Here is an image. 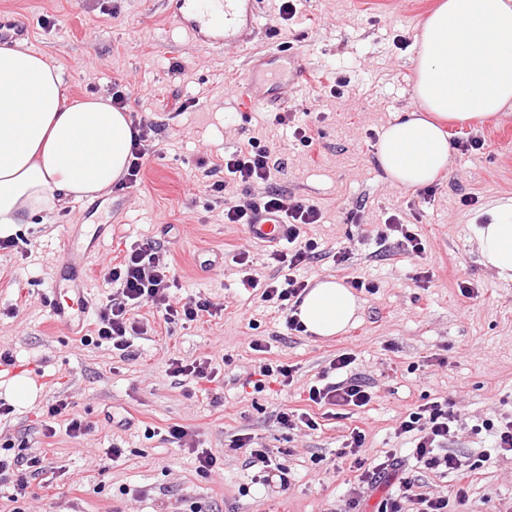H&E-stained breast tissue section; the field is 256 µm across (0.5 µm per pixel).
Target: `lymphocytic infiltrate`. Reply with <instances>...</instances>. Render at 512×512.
<instances>
[{"label":"lymphocytic infiltrate","mask_w":512,"mask_h":512,"mask_svg":"<svg viewBox=\"0 0 512 512\" xmlns=\"http://www.w3.org/2000/svg\"><path fill=\"white\" fill-rule=\"evenodd\" d=\"M135 137L127 169L122 177L125 187L139 186L143 178L144 159L153 148L158 129L153 121L140 119L134 124ZM224 169L233 175L237 184L244 188L266 185L267 191L259 205L287 219L285 245H273L268 250L272 266L278 267V275L267 279L248 275L243 284L260 290L262 301L277 304L285 316L288 331L302 332L303 327L296 315L297 306L308 288L302 274L303 269L319 254L318 243L309 238L308 226L319 223L320 208L313 202L298 200L278 190L269 183L275 165L268 147L250 146L236 150L224 158ZM253 201H236L224 208V221L228 224H247ZM104 280L114 285L97 313L95 328L88 334L91 343L108 344L114 350L127 351L132 336L148 331L147 324L136 321L132 313L144 305L152 306L166 321L185 320L194 322L204 316H216L221 312L220 304L203 298H188L185 302L172 301L170 288L174 282L167 254L160 243L146 240L135 243L126 250L122 259L103 270ZM308 399L318 406L362 408L367 406L372 393L361 378L350 376L340 381L314 384L308 388ZM459 415L448 400H435L409 410L398 423V434L411 433L415 436L412 456L426 469L440 474L466 475L470 466L457 454L450 452L447 445L456 435ZM366 435L358 428L352 429L343 442L342 457L349 459V468L357 474L356 487L350 488L347 496L349 508H356L362 487L377 485L383 480H397L398 493L384 498L378 512H448L449 504L466 506L469 501L466 486H458L454 495H429L415 492L412 479L398 476V461L395 455L372 466H365L361 453ZM235 448L245 450L250 466L256 467L253 480L267 484L278 482L280 489H288L289 472L282 463L274 462L270 451L249 433L237 435L233 440ZM41 458L22 453H0V483L13 486V499H23L29 494L30 479L45 473Z\"/></svg>","instance_id":"lymphocytic-infiltrate-1"}]
</instances>
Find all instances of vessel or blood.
I'll list each match as a JSON object with an SVG mask.
<instances>
[{
    "mask_svg": "<svg viewBox=\"0 0 512 512\" xmlns=\"http://www.w3.org/2000/svg\"><path fill=\"white\" fill-rule=\"evenodd\" d=\"M178 3L176 25L185 29L200 46L209 50L234 46L245 51V75L235 85L242 108H281L285 103L279 91L282 80L287 78L298 84L308 79V61L300 54L256 49L263 0H178ZM284 224L283 217L258 209L251 216L248 232L265 243L276 241L283 234ZM86 277L83 264L62 267L47 298L54 325L70 330L87 318L91 300L85 288Z\"/></svg>",
    "mask_w": 512,
    "mask_h": 512,
    "instance_id": "b4317fda",
    "label": "vessel or blood"
}]
</instances>
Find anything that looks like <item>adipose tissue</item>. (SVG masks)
<instances>
[{"instance_id": "adipose-tissue-1", "label": "adipose tissue", "mask_w": 512, "mask_h": 512, "mask_svg": "<svg viewBox=\"0 0 512 512\" xmlns=\"http://www.w3.org/2000/svg\"><path fill=\"white\" fill-rule=\"evenodd\" d=\"M417 108L381 135L378 161L391 185L431 183L449 164L443 119L466 122L512 108V0H443L418 38ZM133 140L128 113L98 96L72 101L59 70L21 45L0 44V236L37 213L109 189L124 174ZM473 232L481 262L512 280V203ZM359 303L335 277L306 291L297 316L328 338L357 319Z\"/></svg>"}]
</instances>
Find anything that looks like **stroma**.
Wrapping results in <instances>:
<instances>
[{
	"instance_id": "35a3bbf8",
	"label": "stroma",
	"mask_w": 512,
	"mask_h": 512,
	"mask_svg": "<svg viewBox=\"0 0 512 512\" xmlns=\"http://www.w3.org/2000/svg\"><path fill=\"white\" fill-rule=\"evenodd\" d=\"M439 2L294 0V17L282 21L279 0H264L259 46L293 49L315 65L306 85L285 91L289 111L312 128L304 148L279 113L239 109L232 89L243 54L198 47L169 18L170 0H0V10L30 26L27 48L59 68L70 98L107 97L120 84L129 115L159 124L163 149L138 187L33 216L20 227L27 255L0 251V353L13 357L0 361V394L19 376L39 390L0 419V445L45 458L57 474L17 503L0 487V512H341L349 474L339 452L349 431L365 430L369 458L404 456L412 438L397 434L399 417L438 397L459 414L451 450L474 467L467 512H512V459L485 456L486 436L473 431L481 419L512 415V281L481 264L472 231L476 216L512 200V109L446 124L450 139L476 131L485 146L453 151L431 186L394 187L378 163L384 128L416 108L415 36ZM188 97L195 106L179 111ZM253 137L274 145L273 187L323 213L308 228L324 251L309 263L308 282L362 277L379 285L359 294V319L345 333L291 334L275 308L240 286L234 254L248 250L259 263L263 245L225 223L224 199L207 187L224 181L225 154ZM465 195L472 205L461 204ZM396 211L426 242L428 287L412 281L396 244L375 239V225ZM354 212L363 223H350ZM147 238L167 252L175 296L201 295L222 304L221 315L168 323L142 306L150 329L123 354L82 345L81 331L51 328L45 290L64 263L91 256L87 288L98 305L110 292L102 268ZM350 242L351 259L336 268L333 254ZM463 282L478 287V297L463 296ZM257 337L269 341L268 354L251 350ZM343 352L355 358L349 374L371 385V403L354 416L311 407L314 430L279 424L277 412L305 406L303 390ZM204 356L219 365L221 382L201 389L169 376V359ZM264 357L296 366L291 387L251 385ZM58 399L92 425L89 435L71 438L61 421L55 436H43L37 414ZM174 425L189 427L220 458L210 476L200 477L191 456L166 441ZM240 433L279 452L288 490L252 483L245 451L230 446ZM113 443L123 454L111 462L103 450Z\"/></svg>"
}]
</instances>
